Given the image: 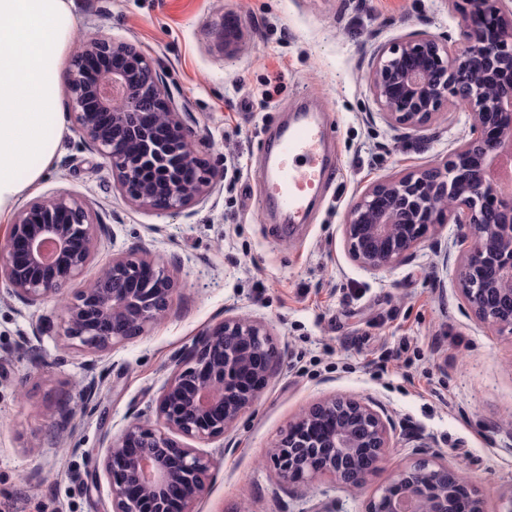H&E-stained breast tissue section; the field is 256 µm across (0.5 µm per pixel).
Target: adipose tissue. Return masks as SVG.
Masks as SVG:
<instances>
[{
  "mask_svg": "<svg viewBox=\"0 0 512 512\" xmlns=\"http://www.w3.org/2000/svg\"><path fill=\"white\" fill-rule=\"evenodd\" d=\"M75 11V0H0V222L58 155L61 70Z\"/></svg>",
  "mask_w": 512,
  "mask_h": 512,
  "instance_id": "adipose-tissue-1",
  "label": "adipose tissue"
}]
</instances>
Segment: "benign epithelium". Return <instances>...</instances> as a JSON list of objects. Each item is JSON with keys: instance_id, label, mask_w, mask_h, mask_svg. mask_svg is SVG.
<instances>
[{"instance_id": "obj_1", "label": "benign epithelium", "mask_w": 512, "mask_h": 512, "mask_svg": "<svg viewBox=\"0 0 512 512\" xmlns=\"http://www.w3.org/2000/svg\"><path fill=\"white\" fill-rule=\"evenodd\" d=\"M507 0H448L460 16L464 49L444 37L412 33L382 49L369 75L380 115L394 128H423L455 104L469 139L454 159L365 189L343 233L360 267L377 271L411 256L430 228L456 224L470 249L460 290L475 318L512 334V192L496 170L512 160V6ZM109 60L96 71L95 58ZM67 83L75 132L107 164L126 196L145 209L180 212L220 178L191 143L192 130L163 89L156 63L136 48L91 37L73 53ZM109 236L87 203L61 190L21 208L0 240V286L37 307L80 277L99 240ZM174 281L169 264L132 249L65 307L62 335L105 351L137 336L166 313ZM273 366L266 332L254 320L226 317L174 356L158 398L160 427L131 424L110 439L102 467L112 512H192L213 462L168 436L197 442L224 433L257 400ZM389 426L358 398L329 399L303 412L274 446L280 478L305 482L329 473L363 485L388 443ZM367 512H481L459 473L419 460L399 470Z\"/></svg>"}]
</instances>
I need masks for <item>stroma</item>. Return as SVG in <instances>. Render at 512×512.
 I'll list each match as a JSON object with an SVG mask.
<instances>
[{
    "label": "stroma",
    "mask_w": 512,
    "mask_h": 512,
    "mask_svg": "<svg viewBox=\"0 0 512 512\" xmlns=\"http://www.w3.org/2000/svg\"><path fill=\"white\" fill-rule=\"evenodd\" d=\"M76 27L78 38L155 59L196 152L218 171L234 160L243 176L177 214L141 209L65 128L37 194L85 198L110 235L82 278L39 311L0 295V512H112L108 483L89 487V466L130 423L157 426L174 355L228 316L258 320L279 361L256 403L201 443L213 469L195 512H366L401 468L433 456L469 481L483 512H512V335L464 311L469 241L442 224L405 262L367 272L342 230L366 188L445 162L461 142L450 112L419 131L391 129L367 83L381 49L408 33L459 39L443 0H78ZM275 73L279 91L263 100ZM304 101L323 113L337 168L290 236L258 171L277 125ZM131 249L169 263L164 318L107 351L70 345L60 333L66 304ZM40 314L49 331L24 344ZM94 377L97 409L87 413L82 389ZM333 397L362 398L390 422L378 468L359 489L328 475L283 483L270 451L310 405Z\"/></svg>",
    "instance_id": "stroma-1"
}]
</instances>
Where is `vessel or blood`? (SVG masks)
<instances>
[{
	"instance_id": "obj_1",
	"label": "vessel or blood",
	"mask_w": 512,
	"mask_h": 512,
	"mask_svg": "<svg viewBox=\"0 0 512 512\" xmlns=\"http://www.w3.org/2000/svg\"><path fill=\"white\" fill-rule=\"evenodd\" d=\"M326 138L324 126L313 114H300L282 127L260 173L265 199L290 220L302 219L312 199L328 182Z\"/></svg>"
}]
</instances>
